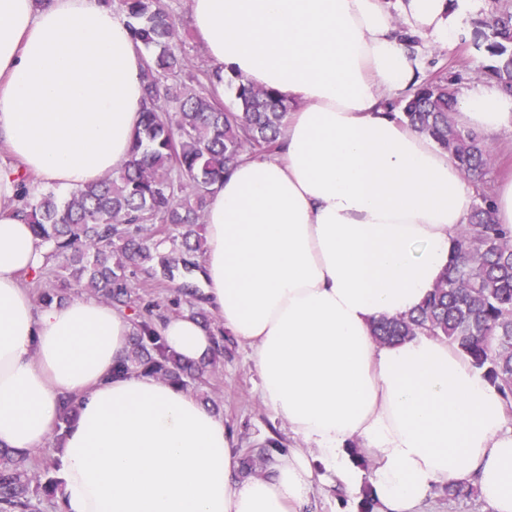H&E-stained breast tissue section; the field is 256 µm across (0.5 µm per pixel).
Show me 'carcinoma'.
Masks as SVG:
<instances>
[{"instance_id": "carcinoma-1", "label": "carcinoma", "mask_w": 512, "mask_h": 512, "mask_svg": "<svg viewBox=\"0 0 512 512\" xmlns=\"http://www.w3.org/2000/svg\"><path fill=\"white\" fill-rule=\"evenodd\" d=\"M119 2L145 53L142 122L127 164L63 199L52 191L34 198L27 184L20 188L21 214L44 249V265L59 262L69 271L66 287L39 292L45 305L66 299L69 287L128 305L134 291L127 272L144 263L150 278L174 284L186 302L202 300L196 259L202 242L194 226L203 222L211 187L242 157L277 152L292 108L273 90L192 68L166 0ZM480 26L491 34L494 59L481 75L511 89L512 14L491 13ZM216 80L233 89L234 107L217 103L211 93ZM456 104L446 80L426 78L402 101L400 119L448 152L475 188L457 255L416 312L375 323L372 336L379 343L420 334L447 339L512 412V229L495 222L493 194L484 181L491 153L476 133L456 123ZM134 328L123 369L182 387L203 378L205 367L182 364L165 346L153 304L142 306ZM63 405L60 433L39 456L0 449V512H35L34 489L55 491L57 482L41 483V470L60 453L63 432L76 418L71 400Z\"/></svg>"}]
</instances>
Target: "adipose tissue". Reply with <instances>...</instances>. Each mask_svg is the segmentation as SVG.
<instances>
[{
    "instance_id": "1",
    "label": "adipose tissue",
    "mask_w": 512,
    "mask_h": 512,
    "mask_svg": "<svg viewBox=\"0 0 512 512\" xmlns=\"http://www.w3.org/2000/svg\"><path fill=\"white\" fill-rule=\"evenodd\" d=\"M188 0L209 70L293 103L281 149L236 163L208 199L204 293L251 348L263 404L300 445L238 471L222 417L188 389L122 370L129 316L80 295L37 307L43 257L17 213L23 174L77 188L122 168L140 126L144 53L103 0H0V447L51 441L64 398L62 512H303L314 465L377 512H419L434 484H474L512 512V416L448 340L377 343L450 262L474 190L448 153L385 107L420 68L410 39L452 43L472 0ZM460 127L512 130V90L459 98ZM184 361L214 332L160 325ZM357 442L370 471L353 462Z\"/></svg>"
}]
</instances>
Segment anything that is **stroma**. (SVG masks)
<instances>
[{
  "mask_svg": "<svg viewBox=\"0 0 512 512\" xmlns=\"http://www.w3.org/2000/svg\"><path fill=\"white\" fill-rule=\"evenodd\" d=\"M506 3L512 5V0H475L467 18V32L457 42L447 45L415 41L414 51L421 59L422 75L445 78L460 95L476 89L482 81V68L491 62L487 51L489 40L479 21L487 12ZM132 283L144 302L154 304L159 316H169L177 309L184 313L190 310L185 303L174 306L177 293L172 284L157 283L140 270L136 271ZM215 332L224 351L209 379V404L223 416L232 448L244 455H256L255 474H268L277 454L295 447L296 442L288 432L287 423L260 399L259 378L251 367L249 346L223 326H216ZM362 499L361 491L317 481L304 512H360Z\"/></svg>",
  "mask_w": 512,
  "mask_h": 512,
  "instance_id": "stroma-1",
  "label": "stroma"
}]
</instances>
